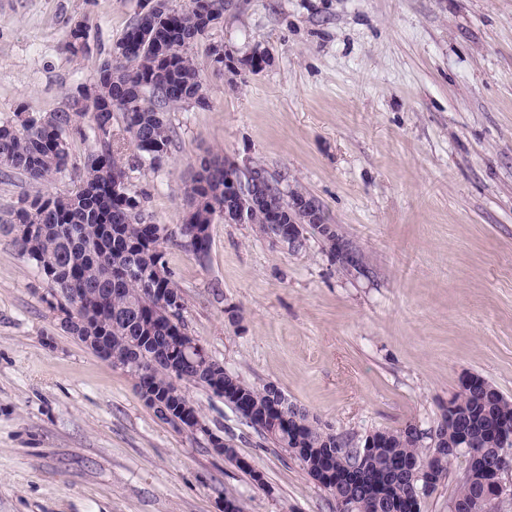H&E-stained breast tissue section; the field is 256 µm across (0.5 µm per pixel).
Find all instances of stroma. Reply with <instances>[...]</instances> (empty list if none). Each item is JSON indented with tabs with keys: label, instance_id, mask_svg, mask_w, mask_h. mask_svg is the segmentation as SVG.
Here are the masks:
<instances>
[{
	"label": "stroma",
	"instance_id": "obj_1",
	"mask_svg": "<svg viewBox=\"0 0 512 512\" xmlns=\"http://www.w3.org/2000/svg\"><path fill=\"white\" fill-rule=\"evenodd\" d=\"M140 3L0 0V119L68 108ZM79 22L84 57L64 47ZM209 39L234 62L218 77L193 50L207 107L169 112L168 161L127 171L151 223L176 230L184 184L218 155L314 197L364 267L310 232L295 251L215 220L206 261L164 245L188 333L356 445L432 429L469 374L512 399V0H228ZM74 179L0 173V213ZM14 238L0 224V512H224L228 495L243 512H333L204 388L182 386L263 487L161 421L128 372L59 329Z\"/></svg>",
	"mask_w": 512,
	"mask_h": 512
}]
</instances>
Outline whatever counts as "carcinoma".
<instances>
[{
    "label": "carcinoma",
    "mask_w": 512,
    "mask_h": 512,
    "mask_svg": "<svg viewBox=\"0 0 512 512\" xmlns=\"http://www.w3.org/2000/svg\"><path fill=\"white\" fill-rule=\"evenodd\" d=\"M226 0H187L174 6L172 0H155L148 24L141 15L114 43L109 56L100 60L95 81L77 90L67 110L22 113L0 120V169L15 170L44 183L72 168L78 172L74 188L23 200L1 224H27L25 240H15L20 254L37 269L51 298H68V290H80V318L61 330L97 351L98 337H106L112 351L122 356V368L135 380V389L168 393L179 381L201 386L212 394L235 397L236 410L245 423L257 429L268 442L296 459L309 478L330 494L334 512H421V501L445 481L456 456L432 458L422 450V437L398 429L372 433L373 447L356 461L354 447L310 417L309 411L290 400H275L274 384L249 385L226 371L216 360L202 369L192 358L171 367L166 354L169 340L186 335L180 321L182 293L173 276L153 278L156 259H165L166 229L153 224L141 200L129 192L123 159L113 150L115 114L122 118L139 163L156 168L169 158L172 129L168 112L186 105H207L205 77L189 50L201 46L212 71L224 72L216 58V44L205 42L210 29L223 17ZM89 116L82 127L78 118ZM93 145L79 161L73 160L71 136ZM228 160L208 156L201 160L191 181L185 183V216L178 227L182 245L204 261L211 250V236L199 241L191 228L207 227L223 217L224 208L245 211L246 223L265 226L275 214L279 223L300 220L290 201L307 196L298 189L281 191L267 187L259 201L224 199V164ZM112 228L105 236L104 228ZM176 302L169 312L161 300ZM490 382L457 394L458 415L442 414L429 440L447 446L463 429L470 443L465 455L481 451L490 459L512 457V439L491 442L486 432L505 425L512 434V400L499 396L488 404L484 389ZM198 414L194 402L180 391L171 416L161 420L177 427L182 415ZM426 462L417 472L403 470L410 460ZM478 477L465 476L450 503H467L477 492Z\"/></svg>",
    "instance_id": "1"
}]
</instances>
